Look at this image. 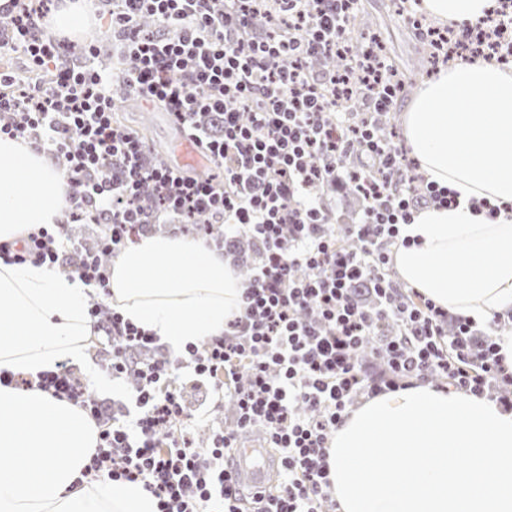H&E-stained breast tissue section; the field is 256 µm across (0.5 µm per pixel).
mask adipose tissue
<instances>
[{
  "mask_svg": "<svg viewBox=\"0 0 512 512\" xmlns=\"http://www.w3.org/2000/svg\"><path fill=\"white\" fill-rule=\"evenodd\" d=\"M491 0H418L441 25L482 22ZM489 111H480V104ZM405 146L427 181L457 192L402 225L410 247L397 276L450 313L481 321L512 308V69L458 60L422 81L399 116ZM66 177L28 141L0 136V243L62 218ZM509 212L489 217L490 205ZM109 301L180 349L223 335L242 313V284L222 252L181 235L129 244L113 260ZM88 290L47 266L0 262V368L37 374L86 360ZM337 512H512V411L429 383L351 407L329 444Z\"/></svg>",
  "mask_w": 512,
  "mask_h": 512,
  "instance_id": "1",
  "label": "adipose tissue"
}]
</instances>
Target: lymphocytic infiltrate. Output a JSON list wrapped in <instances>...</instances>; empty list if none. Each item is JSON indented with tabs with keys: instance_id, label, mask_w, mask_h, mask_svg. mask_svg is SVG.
Instances as JSON below:
<instances>
[{
	"instance_id": "obj_1",
	"label": "lymphocytic infiltrate",
	"mask_w": 512,
	"mask_h": 512,
	"mask_svg": "<svg viewBox=\"0 0 512 512\" xmlns=\"http://www.w3.org/2000/svg\"><path fill=\"white\" fill-rule=\"evenodd\" d=\"M55 2L11 0L0 11V48L22 52L32 75L21 83L0 72V134L54 159L67 176L71 221L102 225L104 234L98 252L85 253L65 225L42 226L20 245L0 243V259L60 268L76 253L71 273L105 295V257L166 214L204 217L198 234L217 249L246 241L261 250L242 279V316L223 335L186 344L174 360L139 359L154 336L118 311L88 308L95 335L112 346L107 372L134 381L135 415L107 416L69 361L33 376L0 370L1 386L39 389L97 423L83 482L141 485L157 512H242L230 451L258 431L279 451L280 481L253 512H336L328 445L355 397L433 376L477 395L496 382L512 387L495 337L474 343L472 321L409 297L390 276L400 225L456 197L378 136L376 120L391 111L401 84L380 45L348 54L356 0H116L109 16L122 65L110 70L95 67V44L76 60L72 43L47 31ZM259 13L277 17L280 31L258 30ZM485 25V37L465 25L435 41L495 50L496 35L512 33V9L491 10ZM327 54L344 56V69H307ZM118 83L168 112L214 173L193 175L152 158L137 131L117 126ZM354 89L363 101L357 111L342 105ZM343 176L365 198L363 223L347 229L360 241L356 249L341 245L316 192ZM361 282L372 285L376 307L355 299ZM185 368L236 415L203 446L189 432L192 416L177 385Z\"/></svg>"
}]
</instances>
